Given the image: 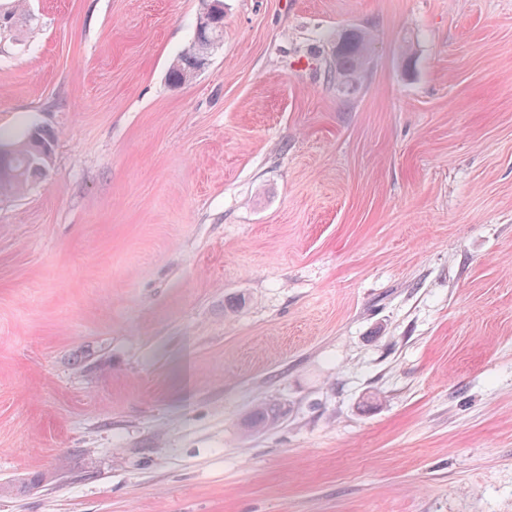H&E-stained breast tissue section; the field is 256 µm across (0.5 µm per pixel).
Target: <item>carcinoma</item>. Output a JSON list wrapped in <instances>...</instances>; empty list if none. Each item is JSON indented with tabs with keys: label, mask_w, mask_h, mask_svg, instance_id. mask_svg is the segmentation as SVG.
Here are the masks:
<instances>
[{
	"label": "carcinoma",
	"mask_w": 512,
	"mask_h": 512,
	"mask_svg": "<svg viewBox=\"0 0 512 512\" xmlns=\"http://www.w3.org/2000/svg\"><path fill=\"white\" fill-rule=\"evenodd\" d=\"M27 12V0H11V6L0 7V36L7 35L18 42L23 38L20 17ZM202 39L223 41L224 27H216L203 33L194 34L191 45L177 56L169 67V81L180 86L189 82L199 66L197 44ZM339 39L342 49L336 53V81L353 85L360 79L365 58L363 47L369 45V35L362 29L343 32ZM56 135L53 130L38 126L15 140L9 134L0 132V140L8 141L13 150L8 159H0V195L23 192L32 182L42 177L52 162ZM287 414L277 403L257 406L244 421V431L251 434L278 424Z\"/></svg>",
	"instance_id": "obj_1"
}]
</instances>
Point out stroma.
<instances>
[{
    "instance_id": "obj_1",
    "label": "stroma",
    "mask_w": 512,
    "mask_h": 512,
    "mask_svg": "<svg viewBox=\"0 0 512 512\" xmlns=\"http://www.w3.org/2000/svg\"><path fill=\"white\" fill-rule=\"evenodd\" d=\"M200 8L0 50V512H512V0H224L171 86ZM202 39L211 40V42L207 43L203 48V67L211 50L217 45L215 40L222 42L224 39V24L221 27L208 29L204 33L197 34L195 30L191 45L171 62L168 78L173 85L180 86L187 84L189 78L193 75L191 78V80H193L200 71L199 69L195 73L199 66L197 44ZM339 39L343 47L336 52V81L342 84L353 85L360 79L369 45V35L363 29H350L343 32ZM56 135L53 130L38 126L14 140L0 132V140L8 141L13 150L8 159H0V195L23 192L42 177L52 162ZM287 414L286 409L277 403L257 406L244 421V431L255 433L278 424Z\"/></svg>"
}]
</instances>
